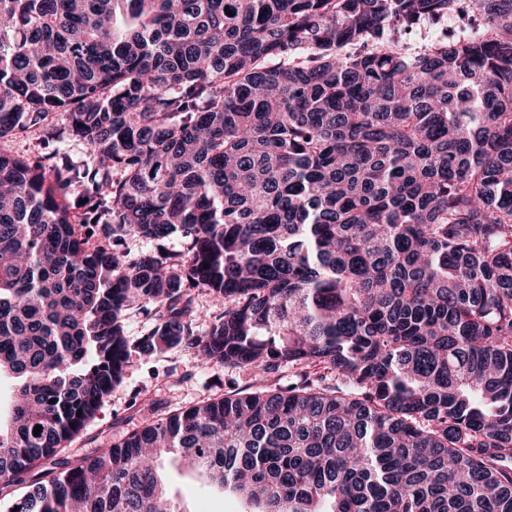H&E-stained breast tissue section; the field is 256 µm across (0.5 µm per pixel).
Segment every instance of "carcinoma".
Returning <instances> with one entry per match:
<instances>
[{
	"label": "carcinoma",
	"instance_id": "carcinoma-1",
	"mask_svg": "<svg viewBox=\"0 0 512 512\" xmlns=\"http://www.w3.org/2000/svg\"><path fill=\"white\" fill-rule=\"evenodd\" d=\"M463 4L0 0L11 508L188 512L172 456L251 512H512V0ZM450 15L475 32L400 51ZM178 346L298 381L58 458ZM127 335L132 342L137 341L151 328L147 316L138 308H131L124 314Z\"/></svg>",
	"mask_w": 512,
	"mask_h": 512
}]
</instances>
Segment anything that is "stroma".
Here are the masks:
<instances>
[{"label":"stroma","mask_w":512,"mask_h":512,"mask_svg":"<svg viewBox=\"0 0 512 512\" xmlns=\"http://www.w3.org/2000/svg\"><path fill=\"white\" fill-rule=\"evenodd\" d=\"M231 386L252 390L257 382L245 369L202 368L194 352L183 347L150 357L132 354L121 383L62 455L76 461L140 427L154 410L171 411L219 397ZM162 472L187 512H248V504L239 496L208 486L196 474L167 463Z\"/></svg>","instance_id":"35a3bbf8"}]
</instances>
